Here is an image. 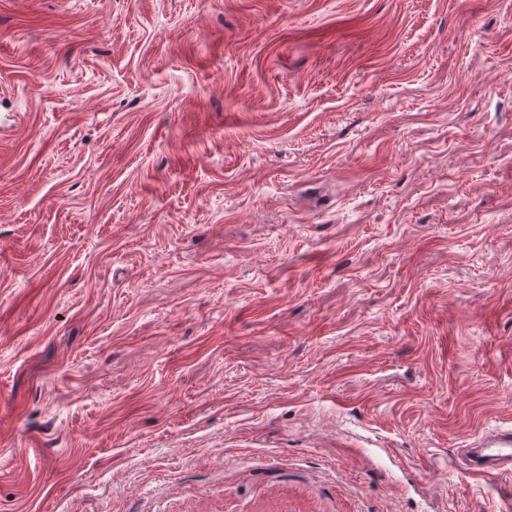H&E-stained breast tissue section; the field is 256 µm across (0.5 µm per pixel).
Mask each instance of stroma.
Returning <instances> with one entry per match:
<instances>
[{"mask_svg": "<svg viewBox=\"0 0 512 512\" xmlns=\"http://www.w3.org/2000/svg\"><path fill=\"white\" fill-rule=\"evenodd\" d=\"M512 0H0V512H512ZM457 453L465 469L474 475L492 478L511 472L505 467L512 465V424L484 431Z\"/></svg>", "mask_w": 512, "mask_h": 512, "instance_id": "stroma-1", "label": "stroma"}]
</instances>
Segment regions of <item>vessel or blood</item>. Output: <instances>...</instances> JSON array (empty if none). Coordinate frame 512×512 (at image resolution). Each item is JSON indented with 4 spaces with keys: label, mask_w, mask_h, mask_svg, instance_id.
Masks as SVG:
<instances>
[{
    "label": "vessel or blood",
    "mask_w": 512,
    "mask_h": 512,
    "mask_svg": "<svg viewBox=\"0 0 512 512\" xmlns=\"http://www.w3.org/2000/svg\"><path fill=\"white\" fill-rule=\"evenodd\" d=\"M459 460L472 474L492 478L512 465V424L483 432L458 451Z\"/></svg>",
    "instance_id": "1"
}]
</instances>
